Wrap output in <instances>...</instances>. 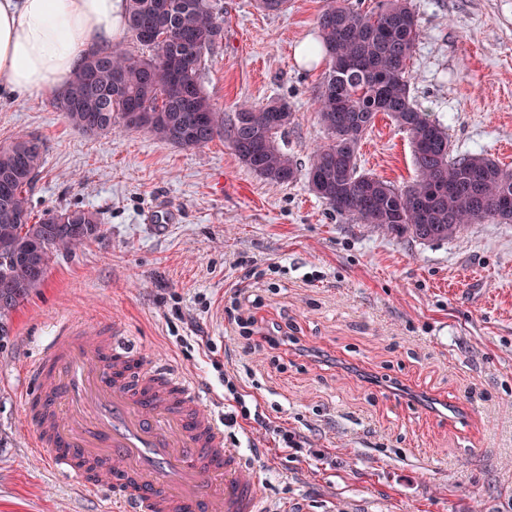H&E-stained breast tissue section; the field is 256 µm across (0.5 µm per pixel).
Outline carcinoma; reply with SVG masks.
Listing matches in <instances>:
<instances>
[{
    "label": "carcinoma",
    "mask_w": 512,
    "mask_h": 512,
    "mask_svg": "<svg viewBox=\"0 0 512 512\" xmlns=\"http://www.w3.org/2000/svg\"><path fill=\"white\" fill-rule=\"evenodd\" d=\"M220 14L218 0H126L127 30L152 54L112 48L88 55L53 107L89 135L120 123L181 147L223 138L256 175L279 185L296 181L298 168L278 142L293 119L287 101L273 99L260 108L241 104L226 120L203 90L200 66L224 35ZM318 27L331 60L316 94L318 117L331 139L312 152L308 168V181L317 176L326 189L318 197L352 223L422 241L446 240L485 221L512 224V170L482 155L452 157L447 130L414 104L407 62L418 24L410 0H384L373 11L328 0ZM145 31L153 37L143 38ZM177 37L187 39L188 48L186 57L173 62L168 51ZM379 113L411 137L417 178L403 188L359 170L361 140ZM43 153L37 137L0 146V282L15 286L14 302L0 307V332L43 287L53 257L101 237L97 214L79 207L48 211L31 222L30 189ZM60 217L90 225L89 233L74 238L49 232ZM32 252L42 259L39 278L23 270Z\"/></svg>",
    "instance_id": "cac0c4a2"
}]
</instances>
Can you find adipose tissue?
Here are the masks:
<instances>
[{
  "mask_svg": "<svg viewBox=\"0 0 512 512\" xmlns=\"http://www.w3.org/2000/svg\"><path fill=\"white\" fill-rule=\"evenodd\" d=\"M125 29V0H0V85L64 90L85 55Z\"/></svg>",
  "mask_w": 512,
  "mask_h": 512,
  "instance_id": "adipose-tissue-1",
  "label": "adipose tissue"
}]
</instances>
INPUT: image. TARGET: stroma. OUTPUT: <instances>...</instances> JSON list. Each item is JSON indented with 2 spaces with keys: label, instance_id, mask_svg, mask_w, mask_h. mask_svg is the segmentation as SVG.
Returning a JSON list of instances; mask_svg holds the SVG:
<instances>
[{
  "label": "stroma",
  "instance_id": "obj_1",
  "mask_svg": "<svg viewBox=\"0 0 512 512\" xmlns=\"http://www.w3.org/2000/svg\"><path fill=\"white\" fill-rule=\"evenodd\" d=\"M224 39L201 82L225 117L285 99L284 150L299 170L273 185L228 142L172 146L123 126L68 125L47 95L0 90V145L41 138L35 215L95 211L102 237L53 259L43 288L0 337V512H100L28 445L24 363L75 319L122 324L146 362L191 377L223 417L234 371L259 420L225 428L293 512H512V224L458 237H395L340 217L308 183L328 142L314 99L328 62L296 63L326 0H220ZM419 36L411 96L453 154L512 170V0H411ZM361 172L417 175L408 132L377 115ZM286 346L244 353L247 337ZM288 427L279 447L264 422Z\"/></svg>",
  "mask_w": 512,
  "mask_h": 512
}]
</instances>
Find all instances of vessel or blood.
<instances>
[{"instance_id":"1","label":"vessel or blood","mask_w":512,"mask_h":512,"mask_svg":"<svg viewBox=\"0 0 512 512\" xmlns=\"http://www.w3.org/2000/svg\"><path fill=\"white\" fill-rule=\"evenodd\" d=\"M24 372L31 447L113 512H282L193 380L148 366L120 327L69 322Z\"/></svg>"}]
</instances>
